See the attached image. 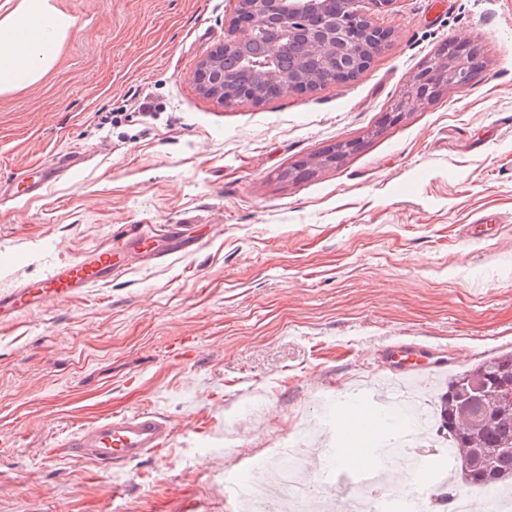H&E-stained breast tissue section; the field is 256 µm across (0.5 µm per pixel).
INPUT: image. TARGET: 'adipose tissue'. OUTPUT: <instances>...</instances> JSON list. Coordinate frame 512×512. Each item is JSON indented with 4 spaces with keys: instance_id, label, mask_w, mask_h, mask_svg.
Returning a JSON list of instances; mask_svg holds the SVG:
<instances>
[{
    "instance_id": "obj_1",
    "label": "adipose tissue",
    "mask_w": 512,
    "mask_h": 512,
    "mask_svg": "<svg viewBox=\"0 0 512 512\" xmlns=\"http://www.w3.org/2000/svg\"><path fill=\"white\" fill-rule=\"evenodd\" d=\"M75 26L57 0H5L0 5V96L39 82Z\"/></svg>"
}]
</instances>
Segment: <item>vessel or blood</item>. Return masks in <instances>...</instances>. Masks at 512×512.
<instances>
[{"label":"vessel or blood","mask_w":512,"mask_h":512,"mask_svg":"<svg viewBox=\"0 0 512 512\" xmlns=\"http://www.w3.org/2000/svg\"><path fill=\"white\" fill-rule=\"evenodd\" d=\"M45 273L17 288L0 291V323L52 301H67L100 284L110 283L124 266L111 246H100L87 255L58 262L52 250H44ZM389 372L399 376L426 373L437 368L428 349L417 344L386 345L380 350ZM174 430L156 412L144 409L115 415L78 428L61 444L64 453L95 462L105 468H121L157 455L173 440Z\"/></svg>","instance_id":"obj_1"}]
</instances>
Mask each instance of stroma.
<instances>
[{
  "instance_id": "35a3bbf8",
  "label": "stroma",
  "mask_w": 512,
  "mask_h": 512,
  "mask_svg": "<svg viewBox=\"0 0 512 512\" xmlns=\"http://www.w3.org/2000/svg\"><path fill=\"white\" fill-rule=\"evenodd\" d=\"M238 0H59L55 67L0 98V289L112 239L116 224L198 242L0 329V512H239L226 479L303 439L302 480L344 508L336 421L382 376L386 344L449 377L512 350V0H395L392 38L354 80L259 104L194 75ZM485 64L401 119L387 113L446 42ZM149 111H142L141 102ZM348 141L300 180L281 174ZM55 162L31 197L13 182ZM150 408L169 448L103 469L61 455L78 427ZM232 448H225V441ZM331 484L317 482L320 470Z\"/></svg>"
}]
</instances>
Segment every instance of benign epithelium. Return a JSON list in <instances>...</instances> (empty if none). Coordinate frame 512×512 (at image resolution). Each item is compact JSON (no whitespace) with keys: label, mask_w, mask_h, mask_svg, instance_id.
Masks as SVG:
<instances>
[{"label":"benign epithelium","mask_w":512,"mask_h":512,"mask_svg":"<svg viewBox=\"0 0 512 512\" xmlns=\"http://www.w3.org/2000/svg\"><path fill=\"white\" fill-rule=\"evenodd\" d=\"M331 0H238L233 26L244 32L224 43V53L236 55V65L245 66L247 52H239L253 36L268 40L264 67L269 85L277 94L294 91L308 93L315 85L301 70H286L281 54L297 42L310 50L311 58L324 76V82L345 84L353 73L366 68L377 50L390 37V31L377 25L374 13L383 11L395 0H338L339 9L329 8ZM212 53L201 64L198 83L219 97L228 83L226 70L213 62ZM470 64L459 49L449 61L436 57L422 68L395 100L393 117L419 109L447 88L464 87L469 82Z\"/></svg>","instance_id":"1"}]
</instances>
